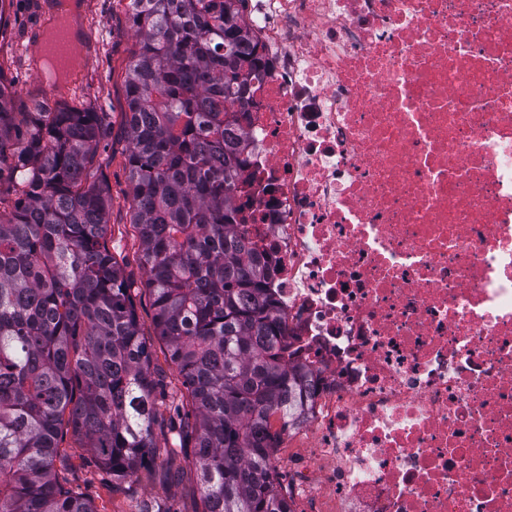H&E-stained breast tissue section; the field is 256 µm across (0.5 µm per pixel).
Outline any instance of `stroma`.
Returning a JSON list of instances; mask_svg holds the SVG:
<instances>
[{"label": "stroma", "instance_id": "35a3bbf8", "mask_svg": "<svg viewBox=\"0 0 512 512\" xmlns=\"http://www.w3.org/2000/svg\"><path fill=\"white\" fill-rule=\"evenodd\" d=\"M59 0H6L0 7V82L13 92L14 109L30 111L33 100L46 98L60 106L80 100L94 112L107 115L108 130L102 140L97 160L101 166L110 197L109 232L120 239L126 258L125 272L141 279L136 256L140 242L129 222V186L125 169L127 141L122 134L126 109L124 78L133 33L126 19L124 0H80L77 14L84 29L92 36V54H78L72 67V79L60 92L47 95L36 77L39 61L36 44L47 32L48 19L58 16ZM139 324L154 352V362L163 368L166 378L162 389L166 394L182 391L181 380L167 359V348L155 334L154 310L148 294L136 299ZM68 453L65 475L71 485L92 501L98 512H136L140 501L159 502L167 512H193L196 473L183 458L170 457L159 451L157 468L172 473L163 483H142L124 495L112 492V478L72 438H65Z\"/></svg>", "mask_w": 512, "mask_h": 512}]
</instances>
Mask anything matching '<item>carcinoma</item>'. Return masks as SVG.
I'll return each instance as SVG.
<instances>
[{
    "label": "carcinoma",
    "instance_id": "carcinoma-1",
    "mask_svg": "<svg viewBox=\"0 0 512 512\" xmlns=\"http://www.w3.org/2000/svg\"><path fill=\"white\" fill-rule=\"evenodd\" d=\"M128 0L136 40L124 81L130 224L156 336L186 393L163 377L135 310L139 289L107 246L95 159L102 116L15 112L0 82V512H97L58 465L66 432L112 476L143 479L159 448L191 461L195 512H293L269 457L305 407L311 371L285 359L268 292L274 269L236 232L243 109L261 59L238 22L245 0Z\"/></svg>",
    "mask_w": 512,
    "mask_h": 512
}]
</instances>
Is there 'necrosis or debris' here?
<instances>
[{"label":"necrosis or debris","mask_w":512,"mask_h":512,"mask_svg":"<svg viewBox=\"0 0 512 512\" xmlns=\"http://www.w3.org/2000/svg\"><path fill=\"white\" fill-rule=\"evenodd\" d=\"M238 233L313 374L291 499L512 512V0H246Z\"/></svg>","instance_id":"4bbe7bcc"}]
</instances>
